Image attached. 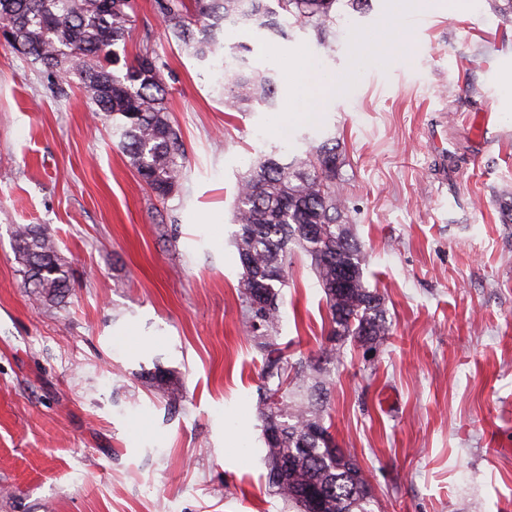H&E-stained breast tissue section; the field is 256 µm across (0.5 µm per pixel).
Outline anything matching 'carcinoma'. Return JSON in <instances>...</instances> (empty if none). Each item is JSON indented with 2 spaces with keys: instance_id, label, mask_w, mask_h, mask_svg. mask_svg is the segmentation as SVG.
I'll return each mask as SVG.
<instances>
[{
  "instance_id": "carcinoma-1",
  "label": "carcinoma",
  "mask_w": 512,
  "mask_h": 512,
  "mask_svg": "<svg viewBox=\"0 0 512 512\" xmlns=\"http://www.w3.org/2000/svg\"><path fill=\"white\" fill-rule=\"evenodd\" d=\"M338 0H155L167 42L223 70L224 106L243 112L256 104L277 107L276 81L248 63L244 44L224 47V23L257 25L284 33L285 18L315 29L329 43ZM134 0H0V27L21 42V56L70 80L112 120V136L140 180L159 198L175 193L185 175L186 148L166 105L168 89L158 56L146 49L133 60L120 54L133 22ZM340 154L333 139L289 161L271 153L238 184L234 243L243 269L238 288L246 303L256 346L263 354L261 419L268 483L296 512H372L371 487L359 463L325 426L328 378L323 365L354 340L371 351L391 335L383 298L367 285V256L347 221L346 200L336 183ZM314 224L313 236L305 225ZM299 249L324 293L331 318L317 357L283 362L274 347L280 321V288L286 286L288 253ZM15 258L28 287L47 306L69 295L70 271L55 238L39 224L14 234ZM351 272L336 290L337 269Z\"/></svg>"
}]
</instances>
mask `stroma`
I'll return each mask as SVG.
<instances>
[{
    "instance_id": "35a3bbf8",
    "label": "stroma",
    "mask_w": 512,
    "mask_h": 512,
    "mask_svg": "<svg viewBox=\"0 0 512 512\" xmlns=\"http://www.w3.org/2000/svg\"><path fill=\"white\" fill-rule=\"evenodd\" d=\"M135 4L126 53L158 50L186 146L164 200L74 83L0 40V512H288L267 483L232 217L260 157L330 136L393 334L369 358L345 344L325 421L374 512H512V22L493 0H338L327 46L293 21L230 26L225 44L250 46L278 98L231 112L154 0ZM304 69L320 111L288 109ZM21 224L56 238L64 306L25 288ZM281 293L278 344L292 362L318 355L326 302L300 251Z\"/></svg>"
}]
</instances>
